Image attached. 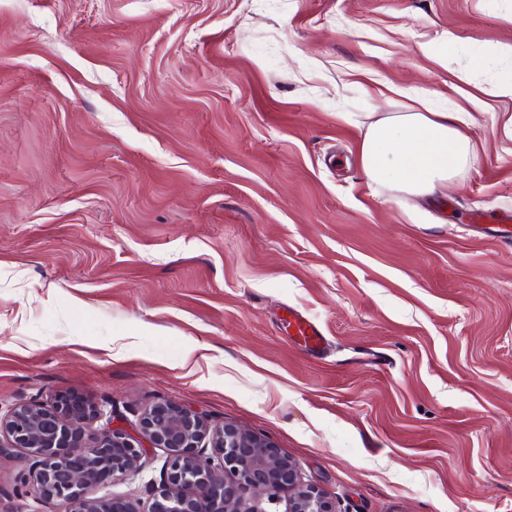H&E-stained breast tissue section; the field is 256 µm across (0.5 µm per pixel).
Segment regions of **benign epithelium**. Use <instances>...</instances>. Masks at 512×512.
Masks as SVG:
<instances>
[{
	"label": "benign epithelium",
	"instance_id": "7a95c632",
	"mask_svg": "<svg viewBox=\"0 0 512 512\" xmlns=\"http://www.w3.org/2000/svg\"><path fill=\"white\" fill-rule=\"evenodd\" d=\"M90 401L58 395L48 404H23L0 417V451L25 450L19 483L28 496L60 503L67 512H140L133 498L97 496L104 480H126L150 448L166 451L162 485L147 512H268L288 500V512H338L336 504L303 481L297 462L267 441L233 425L212 432L197 412L166 403L127 429ZM210 439L216 454L191 449Z\"/></svg>",
	"mask_w": 512,
	"mask_h": 512
}]
</instances>
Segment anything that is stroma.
<instances>
[{"label": "stroma", "instance_id": "obj_1", "mask_svg": "<svg viewBox=\"0 0 512 512\" xmlns=\"http://www.w3.org/2000/svg\"><path fill=\"white\" fill-rule=\"evenodd\" d=\"M511 83L512 0H0V414L165 402L338 512H512V238L472 227L512 212ZM421 108L474 159L369 182L368 127ZM23 457L0 512H64ZM165 457L96 495L149 505ZM290 320L288 324L296 329L297 334L307 345L310 344L311 350H318L322 341V332L318 324L299 311L292 312Z\"/></svg>", "mask_w": 512, "mask_h": 512}]
</instances>
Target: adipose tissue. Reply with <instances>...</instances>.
I'll list each match as a JSON object with an SVG mask.
<instances>
[{
  "mask_svg": "<svg viewBox=\"0 0 512 512\" xmlns=\"http://www.w3.org/2000/svg\"><path fill=\"white\" fill-rule=\"evenodd\" d=\"M454 112H397L374 122L364 135L360 163L367 178L411 194L442 187L473 149Z\"/></svg>",
  "mask_w": 512,
  "mask_h": 512,
  "instance_id": "1",
  "label": "adipose tissue"
}]
</instances>
